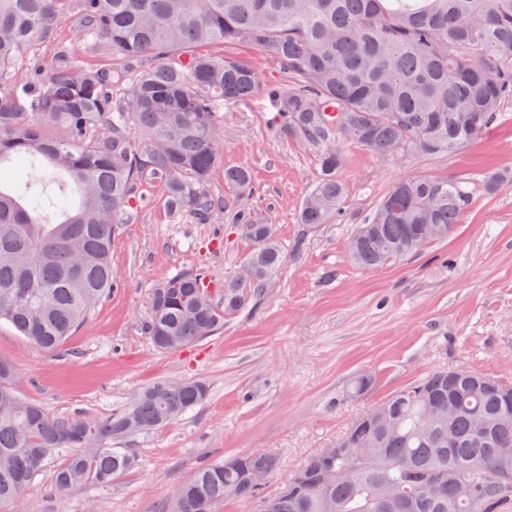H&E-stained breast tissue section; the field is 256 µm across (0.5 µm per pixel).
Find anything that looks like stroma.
<instances>
[{"instance_id": "obj_1", "label": "stroma", "mask_w": 512, "mask_h": 512, "mask_svg": "<svg viewBox=\"0 0 512 512\" xmlns=\"http://www.w3.org/2000/svg\"><path fill=\"white\" fill-rule=\"evenodd\" d=\"M62 45L82 62L96 60L74 28L62 27L18 61L17 87L25 88L37 63ZM219 112L233 131L222 146L224 160L250 169L249 195L225 187L224 171L216 169L208 187L223 197V212L207 224L188 216L176 221L161 183L144 176L141 205L112 242L120 285L62 350L44 352L0 324V358L15 365L17 392L50 415L107 416L161 379L204 380L209 398L135 438L136 467L111 485L85 482L60 493L44 470L25 492L27 512H85L90 505L96 512H158L203 461L253 453L279 459L264 484L271 496L356 418L419 378L452 367L512 377V182L478 198L448 239L383 268H358L346 251L355 225L399 177L445 178L471 169L512 174V105L455 154L416 157L402 167L344 142L342 213L312 230L298 217L318 175L316 149L279 134L264 93ZM242 203L274 224L287 249L275 287L225 315L221 333L178 352L158 351L143 331L151 287L199 266L218 284L236 274L253 249L234 222ZM362 375L371 383L354 393Z\"/></svg>"}]
</instances>
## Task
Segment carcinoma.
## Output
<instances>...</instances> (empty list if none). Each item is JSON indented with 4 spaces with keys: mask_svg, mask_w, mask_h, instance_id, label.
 I'll list each match as a JSON object with an SVG mask.
<instances>
[{
    "mask_svg": "<svg viewBox=\"0 0 512 512\" xmlns=\"http://www.w3.org/2000/svg\"><path fill=\"white\" fill-rule=\"evenodd\" d=\"M68 23L108 64L87 66L60 47L39 67L25 112L14 103V68ZM225 43L271 56L288 83L209 50ZM260 89L278 106L279 133L319 150L299 212L316 228L346 194L342 141L403 166L456 152L512 103V0H0V169L26 164L15 184L0 182V322L46 352L64 346L118 286L112 240L137 209L145 174L160 180L175 215L207 224L224 210L207 190L229 135L213 106ZM504 178L477 170L399 179L352 233L350 259L374 270L447 238ZM251 181L248 169L224 164L227 187L244 192ZM235 221L254 249L224 287L188 269L152 288L144 331L156 349L213 335L224 315L276 284L286 249L274 225L244 206ZM15 383L14 365L0 359V502L23 501L59 456L56 491L110 484L136 462L119 444L208 397L201 380H160L107 417L55 418ZM375 409L378 418L356 419L339 438L371 446L373 460L321 449L304 465L326 476L316 489L287 482L266 496L262 481L278 458L235 456L200 466L162 512H216L230 497L264 499L268 512H500L512 499V381L444 368ZM338 470L341 478L327 477Z\"/></svg>",
    "mask_w": 512,
    "mask_h": 512,
    "instance_id": "cac0c4a2",
    "label": "carcinoma"
}]
</instances>
